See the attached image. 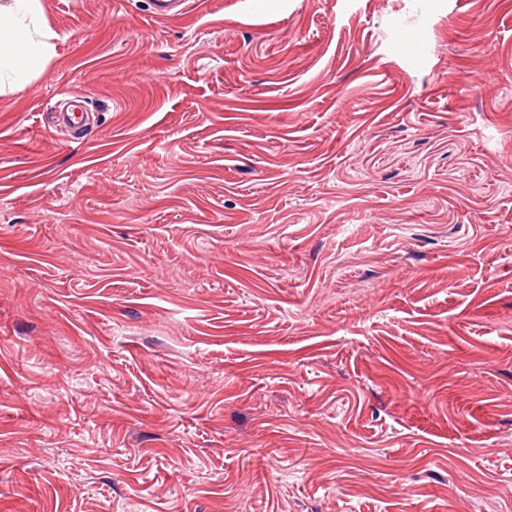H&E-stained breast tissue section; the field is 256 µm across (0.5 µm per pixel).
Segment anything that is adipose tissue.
Listing matches in <instances>:
<instances>
[{
	"label": "adipose tissue",
	"instance_id": "ef3b65f1",
	"mask_svg": "<svg viewBox=\"0 0 512 512\" xmlns=\"http://www.w3.org/2000/svg\"><path fill=\"white\" fill-rule=\"evenodd\" d=\"M53 37L39 0H0V94L50 59Z\"/></svg>",
	"mask_w": 512,
	"mask_h": 512
}]
</instances>
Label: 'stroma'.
I'll return each mask as SVG.
<instances>
[{"mask_svg":"<svg viewBox=\"0 0 512 512\" xmlns=\"http://www.w3.org/2000/svg\"><path fill=\"white\" fill-rule=\"evenodd\" d=\"M188 2L0 95V512H512V0Z\"/></svg>","mask_w":512,"mask_h":512,"instance_id":"obj_1","label":"stroma"}]
</instances>
